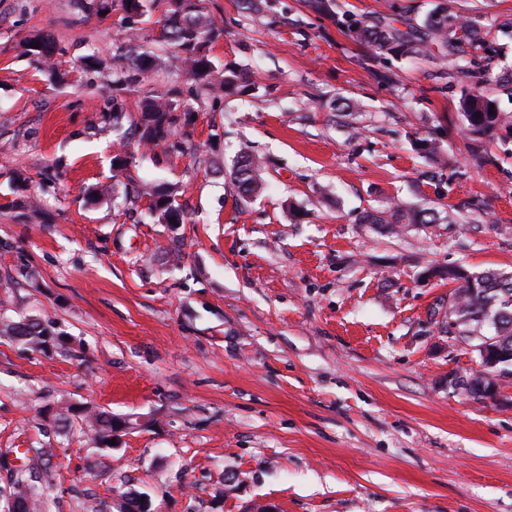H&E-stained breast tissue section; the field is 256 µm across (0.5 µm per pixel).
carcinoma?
<instances>
[{
  "label": "carcinoma",
  "mask_w": 512,
  "mask_h": 512,
  "mask_svg": "<svg viewBox=\"0 0 512 512\" xmlns=\"http://www.w3.org/2000/svg\"><path fill=\"white\" fill-rule=\"evenodd\" d=\"M87 2L96 12L109 13L114 2H120L125 14L129 37L113 43V59L121 62L112 71V86L128 90L141 82V75L153 70L180 73L186 81L175 80L157 93L144 96L140 101V115L135 124L123 128V104L112 99V127L122 137L135 136L140 144L160 146L169 152L182 153L185 144L174 139L178 127L193 122L190 109L180 108L186 97L202 102L214 94L225 96L242 92L252 83V78L235 65L217 67L211 60V47L224 35V29L216 26L204 12L202 0H166V8L160 14L159 42L174 48L163 57L154 53L137 52L136 24L152 14L159 0H78ZM348 35L360 44L369 47L374 55L396 56H446L448 64L458 72H464V46L473 50L489 51L486 38L472 19L462 18L446 4L438 5L427 15L421 27L407 25L402 30L389 21H370L346 15L343 22ZM40 48H25L27 55L36 62L57 70L55 56L58 47L49 37L33 39ZM458 110L470 134L493 141L498 131H512V115L500 110L498 102L484 90L477 88L463 94ZM231 177L242 199L251 198L265 190L267 183L262 176V163L251 155L241 156L233 166ZM149 196V208L158 212L159 220L168 224L170 220L182 223V207L178 202L175 187L158 184L143 192L126 189L124 202L135 204L143 196ZM436 222L435 214L425 209H405L391 203L374 212H363L360 224H376L391 234H399L408 226H420ZM431 274L448 279L455 284L448 296V325L455 328L457 336L475 346L483 335L484 327L493 328L494 345L505 359L502 366H512V273L470 272L462 266H448L431 271ZM42 322L32 319L9 321L0 324V333L15 339H24L31 346L39 347L47 340L41 338ZM88 427L103 444L108 443L110 433L117 421L105 412L89 413L85 416ZM52 483L45 480L35 487L20 477L13 483L12 494L25 495L30 500L29 512H36L47 499Z\"/></svg>",
  "instance_id": "obj_1"
}]
</instances>
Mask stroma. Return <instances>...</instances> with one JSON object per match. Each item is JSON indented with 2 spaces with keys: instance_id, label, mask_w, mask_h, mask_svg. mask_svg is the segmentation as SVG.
I'll use <instances>...</instances> for the list:
<instances>
[{
  "instance_id": "obj_1",
  "label": "stroma",
  "mask_w": 512,
  "mask_h": 512,
  "mask_svg": "<svg viewBox=\"0 0 512 512\" xmlns=\"http://www.w3.org/2000/svg\"><path fill=\"white\" fill-rule=\"evenodd\" d=\"M437 2L336 0L418 24ZM204 5L224 29L215 63L256 89L193 103L197 157L130 142L125 178L110 85L123 11L0 0V319L64 338L0 335V501L21 473L51 477L44 512H112L128 490L151 512H512V372L500 397L465 389L479 359L449 334L451 287L430 275L512 272V134L474 139L457 111L477 81L512 113L497 87L512 0H451L493 42L472 82L444 59L373 60L304 0ZM39 35L64 81L25 54ZM245 152L269 185L247 202L229 178ZM130 179L176 184L183 223L124 210ZM21 182L40 217L9 208ZM390 202L438 221L397 236L359 223ZM69 404L78 415L55 423ZM84 408L130 427L99 448ZM0 333L1 335L11 336L15 339H24L25 343L31 346L43 348L41 344H46L49 336H44L45 339L39 338L43 336V329H40L42 322L34 321L33 319H25L20 321H9L2 323L1 321Z\"/></svg>"
}]
</instances>
